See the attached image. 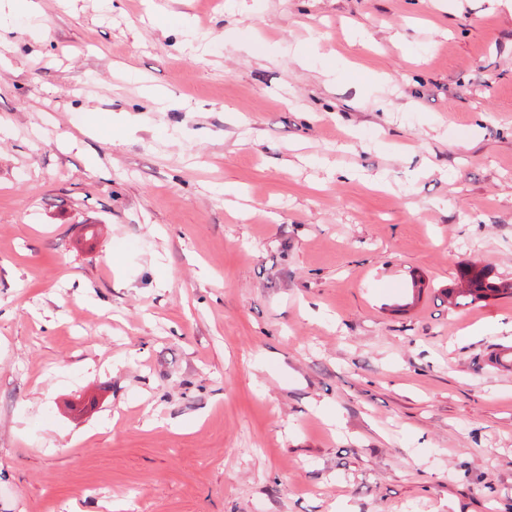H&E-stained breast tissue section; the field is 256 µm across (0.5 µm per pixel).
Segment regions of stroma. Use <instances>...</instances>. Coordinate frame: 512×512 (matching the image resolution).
<instances>
[{
    "mask_svg": "<svg viewBox=\"0 0 512 512\" xmlns=\"http://www.w3.org/2000/svg\"><path fill=\"white\" fill-rule=\"evenodd\" d=\"M466 260L512 0H0V512H512Z\"/></svg>",
    "mask_w": 512,
    "mask_h": 512,
    "instance_id": "35a3bbf8",
    "label": "stroma"
}]
</instances>
